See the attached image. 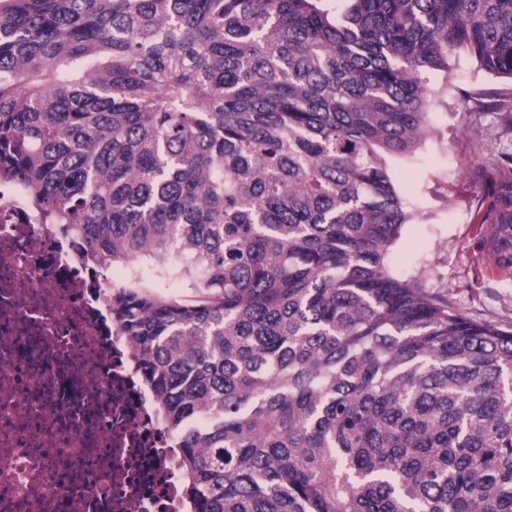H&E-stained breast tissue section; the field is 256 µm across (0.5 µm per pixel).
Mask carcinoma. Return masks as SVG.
<instances>
[{"mask_svg":"<svg viewBox=\"0 0 512 512\" xmlns=\"http://www.w3.org/2000/svg\"><path fill=\"white\" fill-rule=\"evenodd\" d=\"M0 0V173L100 269L188 512H512V331L393 276L416 152L512 0Z\"/></svg>","mask_w":512,"mask_h":512,"instance_id":"1","label":"carcinoma"}]
</instances>
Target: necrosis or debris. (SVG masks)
I'll use <instances>...</instances> for the list:
<instances>
[{"mask_svg":"<svg viewBox=\"0 0 512 512\" xmlns=\"http://www.w3.org/2000/svg\"><path fill=\"white\" fill-rule=\"evenodd\" d=\"M81 237L0 181V512H184L178 451Z\"/></svg>","mask_w":512,"mask_h":512,"instance_id":"necrosis-or-debris-1","label":"necrosis or debris"}]
</instances>
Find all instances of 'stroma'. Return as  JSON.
<instances>
[{
	"label": "stroma",
	"mask_w": 512,
	"mask_h": 512,
	"mask_svg": "<svg viewBox=\"0 0 512 512\" xmlns=\"http://www.w3.org/2000/svg\"><path fill=\"white\" fill-rule=\"evenodd\" d=\"M445 102L429 116L431 136L410 158L389 162L393 183L414 215L389 255L391 272L433 269L431 291L469 317L512 331V272H492L473 252V214L485 184L512 174V81L477 70L466 55L430 76Z\"/></svg>",
	"instance_id": "obj_1"
}]
</instances>
